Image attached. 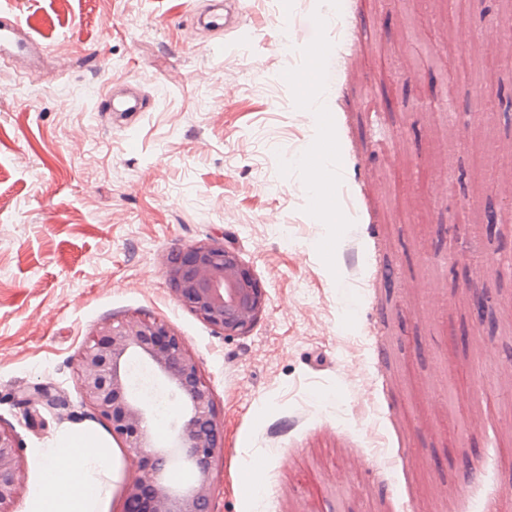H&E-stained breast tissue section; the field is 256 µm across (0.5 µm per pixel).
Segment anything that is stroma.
Returning <instances> with one entry per match:
<instances>
[{"instance_id": "1", "label": "stroma", "mask_w": 512, "mask_h": 512, "mask_svg": "<svg viewBox=\"0 0 512 512\" xmlns=\"http://www.w3.org/2000/svg\"><path fill=\"white\" fill-rule=\"evenodd\" d=\"M209 0H0L64 62L19 73L0 101V423L20 445L25 512L48 449L72 430L107 453L121 512L137 460L83 403L79 354L95 328L147 315L183 337L224 420L213 512H512V223L470 221L512 190V65L484 0H247L237 32L186 43ZM466 32L491 72L453 65L456 116L414 36ZM314 66L301 90L298 77ZM141 84L150 111H100L107 83ZM326 100L343 182L313 196ZM340 214L332 222L327 209ZM281 221L267 223L269 213ZM202 240L235 248L267 309L227 336L179 304L162 258ZM392 270L394 287L383 273ZM483 291L495 326L466 297ZM39 385L73 420L28 419ZM261 463L259 508L246 493Z\"/></svg>"}]
</instances>
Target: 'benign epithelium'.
<instances>
[{
	"label": "benign epithelium",
	"instance_id": "benign-epithelium-1",
	"mask_svg": "<svg viewBox=\"0 0 512 512\" xmlns=\"http://www.w3.org/2000/svg\"><path fill=\"white\" fill-rule=\"evenodd\" d=\"M175 299L197 319L226 336H245L264 314L267 294L239 252L200 241L172 250L163 259ZM147 366L177 402L171 432L154 435L150 402L131 386V364ZM83 401L106 421L139 460L140 474L124 489L122 512H212V487L224 465V421L199 360L166 322L136 316L98 326L78 360ZM50 393L35 387L22 394L26 416L40 415ZM188 463L184 485L167 476L173 464ZM19 444L0 425V512H12L20 493Z\"/></svg>",
	"mask_w": 512,
	"mask_h": 512
}]
</instances>
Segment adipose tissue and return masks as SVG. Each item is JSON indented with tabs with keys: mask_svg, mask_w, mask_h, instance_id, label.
<instances>
[{
	"mask_svg": "<svg viewBox=\"0 0 512 512\" xmlns=\"http://www.w3.org/2000/svg\"><path fill=\"white\" fill-rule=\"evenodd\" d=\"M101 448L88 435L74 434L66 443L50 449L44 465L43 484L57 487L54 495L34 488L28 512H97L110 494L108 483L97 476L104 469Z\"/></svg>",
	"mask_w": 512,
	"mask_h": 512,
	"instance_id": "ef3b65f1",
	"label": "adipose tissue"
}]
</instances>
